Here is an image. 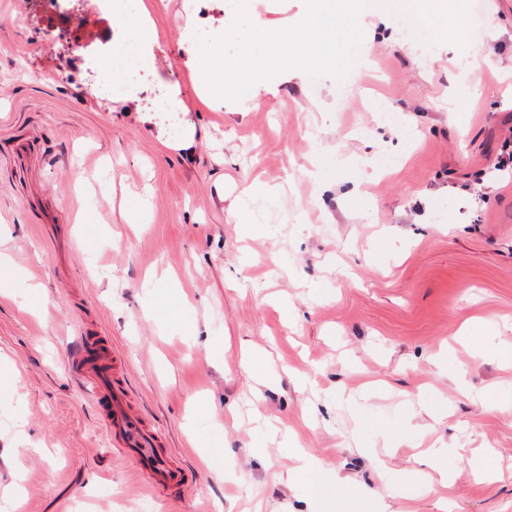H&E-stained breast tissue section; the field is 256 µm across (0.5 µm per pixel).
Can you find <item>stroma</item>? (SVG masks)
<instances>
[{"label": "stroma", "mask_w": 512, "mask_h": 512, "mask_svg": "<svg viewBox=\"0 0 512 512\" xmlns=\"http://www.w3.org/2000/svg\"><path fill=\"white\" fill-rule=\"evenodd\" d=\"M150 3L152 76L106 99L93 0H0V512H512V0H474L464 50L362 12L351 87L288 68L238 101L202 100L188 39L229 29L224 0ZM248 12L277 32L307 4ZM85 330L193 491L149 495L112 452L68 370ZM298 453L320 497L285 482Z\"/></svg>", "instance_id": "1"}]
</instances>
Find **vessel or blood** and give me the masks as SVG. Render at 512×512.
<instances>
[{
    "instance_id": "1",
    "label": "vessel or blood",
    "mask_w": 512,
    "mask_h": 512,
    "mask_svg": "<svg viewBox=\"0 0 512 512\" xmlns=\"http://www.w3.org/2000/svg\"><path fill=\"white\" fill-rule=\"evenodd\" d=\"M69 369L80 384L91 386L95 407L113 448L129 460L144 487L155 496L190 491L191 471L172 461L161 449L155 431L136 411L106 337L82 336Z\"/></svg>"
}]
</instances>
